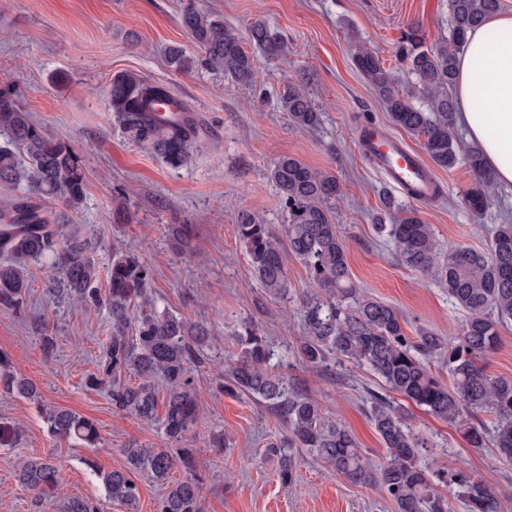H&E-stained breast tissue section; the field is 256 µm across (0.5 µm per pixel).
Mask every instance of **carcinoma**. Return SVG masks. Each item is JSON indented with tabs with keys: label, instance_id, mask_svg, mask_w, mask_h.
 <instances>
[{
	"label": "carcinoma",
	"instance_id": "carcinoma-1",
	"mask_svg": "<svg viewBox=\"0 0 512 512\" xmlns=\"http://www.w3.org/2000/svg\"><path fill=\"white\" fill-rule=\"evenodd\" d=\"M501 9V0H448L450 37L430 45L417 28L410 27L396 45L395 58L415 78V92L404 91L391 70L370 49L358 46L355 67L383 102L392 124L419 141L430 160L443 170L458 162L452 128L456 102L449 94L456 80L457 54L467 33ZM181 21L196 44V51L172 45L167 65L191 74L200 67L224 72L243 85L254 82L262 60L287 51V43L265 23L255 22L244 39L234 27L189 0ZM253 48H247V43ZM421 94L427 108L411 98ZM171 88L126 71L112 76L108 111L128 141L148 151L170 168L182 166L196 142L195 121L180 125L164 118L161 103ZM280 109L304 128L315 127L321 115L305 86L290 82L278 96ZM0 185L23 181L28 196L10 205L0 217V310H27L30 264L49 259L50 276L45 296L57 303H79L106 309L110 333L97 371L85 385L106 388L117 414L145 422L163 405L162 424L168 439L182 442L200 417L197 388L191 376L194 364L206 360L211 330L202 323L158 310L150 300L153 269L138 253L112 248L107 288L96 283L98 266L89 255L90 244L77 224H55L53 217L29 197L59 201L78 210L85 197L87 160L65 140L35 122L23 109L15 90L0 87ZM467 163L474 185L464 203L474 214L488 203L486 190L492 176L482 153L472 150ZM280 194L287 224L277 230L247 209L237 214L239 239L245 246L252 274L265 291L280 296L288 288V258L298 259L308 270L313 289L302 300L304 333L297 350L303 363L326 371L335 358L366 365L386 386L410 403L464 429L474 448L488 443V430L476 419L479 412L496 416L493 445L497 457L512 462V380L489 375L478 361L499 343V327L512 322V225L502 226L486 250L445 244L417 211L400 209L386 198L379 223H390L389 237L402 263L436 279L448 288L456 304L468 313L458 340L449 345L440 336L420 329L410 338L407 321L395 307L375 300L352 284L347 245L336 224L331 202L339 194L336 179L317 171L301 159L281 155L269 170ZM239 351L225 369L224 392L246 394L264 401L287 426V436L269 444L267 455L277 459V476L287 486L296 474L295 448H304L330 464L350 482L380 487L398 512H450L448 499L432 486V477L419 465L428 447L413 432L404 409L378 394H371L370 419L387 448L374 465L356 439L342 427L323 424L320 404L288 386V379L268 369L270 342L250 322L236 334ZM448 352L445 364L449 382L433 373L429 359ZM133 374L139 382L122 381ZM166 384L164 399L152 382ZM0 387L4 392L33 397L35 385L13 372L11 358L0 352ZM48 432L59 439H78L93 446L99 439L96 425L68 410L48 408L42 414ZM126 470L101 473L86 461L102 482L106 497L136 512L140 476L163 487L158 512H203L202 484L194 473L187 448L174 457L164 448L131 446L125 449ZM186 474L172 476L176 464ZM457 489L467 512H500L502 493L459 468L448 475L436 473ZM20 484L37 499L58 494L60 469L54 458L28 459L19 468ZM65 512H99L88 499L71 497Z\"/></svg>",
	"mask_w": 512,
	"mask_h": 512
}]
</instances>
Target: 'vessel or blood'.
<instances>
[{
	"label": "vessel or blood",
	"instance_id": "b4317fda",
	"mask_svg": "<svg viewBox=\"0 0 512 512\" xmlns=\"http://www.w3.org/2000/svg\"><path fill=\"white\" fill-rule=\"evenodd\" d=\"M359 143L391 185L414 200L431 198L435 184L418 153L381 129L360 130Z\"/></svg>",
	"mask_w": 512,
	"mask_h": 512
}]
</instances>
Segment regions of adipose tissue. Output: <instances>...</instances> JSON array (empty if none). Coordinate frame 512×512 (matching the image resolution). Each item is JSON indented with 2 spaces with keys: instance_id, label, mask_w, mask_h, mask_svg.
<instances>
[{
  "instance_id": "adipose-tissue-1",
  "label": "adipose tissue",
  "mask_w": 512,
  "mask_h": 512,
  "mask_svg": "<svg viewBox=\"0 0 512 512\" xmlns=\"http://www.w3.org/2000/svg\"><path fill=\"white\" fill-rule=\"evenodd\" d=\"M499 40H490L491 32ZM456 122L479 145L496 183L512 185V15L469 30L457 60Z\"/></svg>"
}]
</instances>
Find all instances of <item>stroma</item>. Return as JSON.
<instances>
[{"label": "stroma", "mask_w": 512, "mask_h": 512, "mask_svg": "<svg viewBox=\"0 0 512 512\" xmlns=\"http://www.w3.org/2000/svg\"><path fill=\"white\" fill-rule=\"evenodd\" d=\"M180 3L0 0V84L13 85L23 108L88 160L83 206L72 211L50 201L47 209L60 223L88 226L99 269L108 266L113 245L138 251L154 270L159 307L212 330L207 361L194 371L201 417L185 442L202 478L204 512H397L380 489L354 485L306 452L298 457L296 482L281 485L277 462L265 448L285 433L284 423L264 403L218 388L225 361L238 352L235 332L246 321L268 336L271 366L317 399L326 425L348 430L372 461L387 453L368 414L376 393L405 405L413 430L427 439L420 465L431 471L466 467L503 493L501 512H512V463L495 461L494 448L471 447L462 429L405 404L368 367L340 361L333 372L320 373L302 365L296 346L303 334L299 299L310 286L307 272L289 260L287 295H269L253 278L236 229L243 209L273 227L284 224L268 171L279 155L296 156L339 183L336 222L356 288L400 309L410 329L459 336L466 312L447 288L400 261L373 218L390 196L397 206L416 209L440 241L482 250L500 225L512 224V186L492 185L484 213L473 216L463 196L474 179L461 161L449 171L432 167L440 188L436 200L409 202L360 146L365 122L387 129L392 123L352 62L354 44L365 45L402 86L413 85V76L395 61L394 45L411 25L429 42L448 38V0H195L240 33L260 19L286 38L287 54L263 64L251 86L220 71L187 76L168 68L167 47L193 45L180 22ZM124 71L167 83L197 118L199 146L180 168L161 164L114 125L104 92L112 75ZM297 80L321 114L316 128L295 126L276 107L278 91ZM180 224L191 227L184 243L172 234ZM48 275L46 263L31 264L29 314L0 311V352L38 388L33 399L0 393V427L22 429L18 441L0 443V512H59L68 496L98 502L101 512H125L108 501L97 471L125 469L129 445L166 448L170 442L160 422L114 414L106 389L85 387V376L102 355L109 318L103 311L48 301ZM34 314L57 338L52 356L41 351L30 323ZM50 407L94 421L97 445L49 435L41 411ZM217 433L224 436L220 448L212 443ZM48 455L60 466L62 493L38 500L17 473L23 460ZM90 459L95 468L87 467Z\"/></svg>", "instance_id": "1"}]
</instances>
